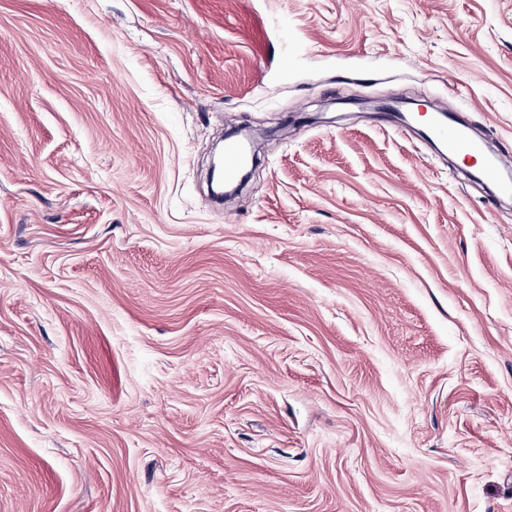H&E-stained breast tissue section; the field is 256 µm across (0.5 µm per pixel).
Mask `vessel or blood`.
<instances>
[{
    "label": "vessel or blood",
    "instance_id": "obj_1",
    "mask_svg": "<svg viewBox=\"0 0 512 512\" xmlns=\"http://www.w3.org/2000/svg\"><path fill=\"white\" fill-rule=\"evenodd\" d=\"M423 136L431 141L443 142L448 154L466 166L478 169L489 181L495 182L501 193L512 195V182L504 175L512 171V157L505 154H487L483 144L466 130L452 113L434 112L428 117ZM244 142L231 140L224 145V177L232 179L248 162Z\"/></svg>",
    "mask_w": 512,
    "mask_h": 512
}]
</instances>
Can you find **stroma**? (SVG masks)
Wrapping results in <instances>:
<instances>
[{"mask_svg": "<svg viewBox=\"0 0 512 512\" xmlns=\"http://www.w3.org/2000/svg\"><path fill=\"white\" fill-rule=\"evenodd\" d=\"M406 96L512 154V0H0V512H512V205ZM248 151L243 141L229 140L224 145V178L231 180L248 162Z\"/></svg>", "mask_w": 512, "mask_h": 512, "instance_id": "stroma-1", "label": "stroma"}]
</instances>
